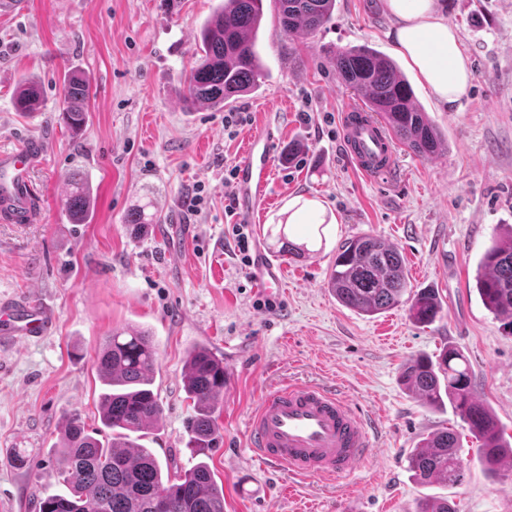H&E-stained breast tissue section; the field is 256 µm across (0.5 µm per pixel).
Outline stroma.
<instances>
[{
    "instance_id": "stroma-1",
    "label": "stroma",
    "mask_w": 512,
    "mask_h": 512,
    "mask_svg": "<svg viewBox=\"0 0 512 512\" xmlns=\"http://www.w3.org/2000/svg\"><path fill=\"white\" fill-rule=\"evenodd\" d=\"M220 3L179 0L170 10L164 0H22L0 12V148L30 137L47 146L31 174L40 219L0 223V303L33 294L55 316L47 336L0 345V501L11 512H38L40 499L59 490L55 445L67 416L79 414L88 431L111 439L93 360L106 336L136 328L155 340L163 408L140 442L174 471L206 462L224 486V512H415L426 497L447 498L456 512H512V469L488 478L451 407L424 405L400 380L409 360L454 346L512 436V332L475 289L485 249L512 230V0H436L469 58L472 86L445 107L399 62L445 151L424 158L398 145L393 187L346 157L340 114L359 96L324 62L329 47L365 44L394 56L385 0H336L328 24L295 40L264 0L258 88L219 111L189 109L180 74L194 64L196 36ZM71 68L90 85L88 122L77 134L63 118ZM27 78L42 88L32 116L14 107ZM228 112L251 118L233 138L224 132ZM264 129L276 138L269 199L247 229L251 256L264 252L284 266V286L272 295L255 287L224 213V176ZM75 169L94 196L83 224L70 223L63 207ZM199 184L204 202L195 213L185 200ZM140 206L157 221L134 237L126 218ZM362 234L398 248L411 291L438 293L443 310L433 324L414 323L404 304L370 316L336 300L328 287L336 250ZM286 240L306 246L305 257L283 252ZM196 345L223 358L226 370L221 438L200 455L188 445L193 408L183 379ZM286 382L338 388L377 420V446L349 478L299 479L256 460L247 420ZM444 428L462 437L465 478L419 483L408 457ZM15 448L26 449L28 467H14Z\"/></svg>"
}]
</instances>
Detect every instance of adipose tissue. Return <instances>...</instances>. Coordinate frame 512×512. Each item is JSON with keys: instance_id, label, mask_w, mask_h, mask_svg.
Instances as JSON below:
<instances>
[{"instance_id": "adipose-tissue-1", "label": "adipose tissue", "mask_w": 512, "mask_h": 512, "mask_svg": "<svg viewBox=\"0 0 512 512\" xmlns=\"http://www.w3.org/2000/svg\"><path fill=\"white\" fill-rule=\"evenodd\" d=\"M386 7L396 20L389 36L408 65L440 104L459 101L472 79L469 60L435 0H386Z\"/></svg>"}]
</instances>
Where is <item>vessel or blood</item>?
I'll return each instance as SVG.
<instances>
[{"mask_svg":"<svg viewBox=\"0 0 512 512\" xmlns=\"http://www.w3.org/2000/svg\"><path fill=\"white\" fill-rule=\"evenodd\" d=\"M342 142L347 155L364 175L391 180L395 177L393 141L383 125L356 105L341 114ZM46 152L43 141L29 139L0 150V218L33 221L38 193L29 180L33 167ZM273 140L268 134L250 137L236 169V205L254 216L265 199L270 182ZM283 266L262 258L256 268V285L270 291L281 288ZM52 317L36 297L0 305V338L11 341L48 334ZM377 425L351 408L332 389L296 383L272 390L248 420V441L258 458L282 465L306 478H348L370 457Z\"/></svg>","mask_w":512,"mask_h":512,"instance_id":"b4317fda","label":"vessel or blood"}]
</instances>
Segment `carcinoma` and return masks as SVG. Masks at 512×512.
Listing matches in <instances>:
<instances>
[{
    "label": "carcinoma",
    "mask_w": 512,
    "mask_h": 512,
    "mask_svg": "<svg viewBox=\"0 0 512 512\" xmlns=\"http://www.w3.org/2000/svg\"><path fill=\"white\" fill-rule=\"evenodd\" d=\"M278 23L289 38L311 35L332 19L336 0H275ZM263 16V0H222L203 25L200 56L184 75L185 101L190 107L216 108L258 86L262 65L256 38ZM325 60L340 79L365 97L368 111L383 119L392 134L421 157L440 154L443 139L414 101L410 84L388 56L366 45L333 48ZM89 85L82 73L64 76L66 123L74 131L87 122ZM16 109L26 115L40 111L41 87L22 80ZM73 224H83L92 212L88 179L73 172L63 200ZM484 307L512 329V246L493 244L486 249L475 278ZM328 286L344 306L366 315L409 303V316L427 325L442 310L432 290L408 289L404 259L398 249L372 235L343 242ZM156 347L147 331L129 329L106 337L94 365L106 386L101 396L102 425L112 439L102 442L86 428L78 414L65 419L56 450V474L67 493L40 499L39 512H224V486L217 483L203 462L185 472H165L151 449L136 443L131 434L156 425L162 406L154 392ZM402 379L429 407L449 404L477 443L485 472L499 475L500 461L512 456L490 409L476 394L473 376L459 350L448 346L437 359L419 356L408 361ZM224 362L207 347L188 353L184 387L193 403L189 445L199 452L212 447L219 436L214 413L224 392ZM460 436L445 428L425 439L408 465L422 483L458 484L464 478ZM416 512H455L446 499L422 500Z\"/></svg>",
    "instance_id": "cac0c4a2"
}]
</instances>
